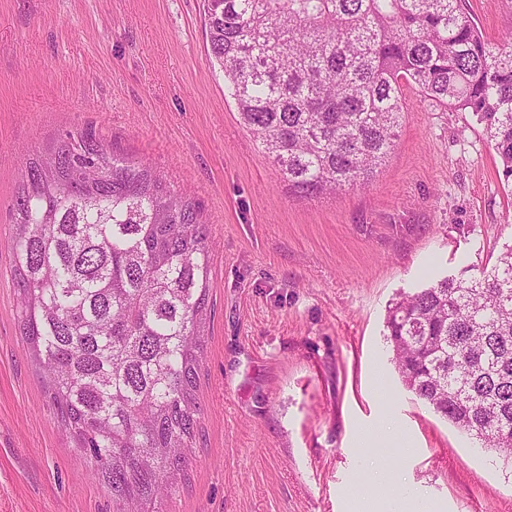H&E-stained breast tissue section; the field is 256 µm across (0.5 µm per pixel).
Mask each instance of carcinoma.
Instances as JSON below:
<instances>
[{
    "instance_id": "1",
    "label": "carcinoma",
    "mask_w": 512,
    "mask_h": 512,
    "mask_svg": "<svg viewBox=\"0 0 512 512\" xmlns=\"http://www.w3.org/2000/svg\"><path fill=\"white\" fill-rule=\"evenodd\" d=\"M210 55L291 189L367 186L403 87L483 125L512 182V33L462 0H204ZM22 333L112 512H158L197 435L209 255L194 206L95 131L26 166L12 204ZM402 385L512 466V243L389 307Z\"/></svg>"
}]
</instances>
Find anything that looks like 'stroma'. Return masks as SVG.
Returning <instances> with one entry per match:
<instances>
[{
    "label": "stroma",
    "instance_id": "obj_1",
    "mask_svg": "<svg viewBox=\"0 0 512 512\" xmlns=\"http://www.w3.org/2000/svg\"><path fill=\"white\" fill-rule=\"evenodd\" d=\"M491 42L512 0H464ZM366 188L290 193L208 56L202 0H0V512H112L21 334L11 216L33 153L95 129L187 193L209 232L200 435L159 512H364L363 462L430 512H512V469L405 390L389 304L493 264L512 186L482 125L403 90Z\"/></svg>",
    "mask_w": 512,
    "mask_h": 512
}]
</instances>
